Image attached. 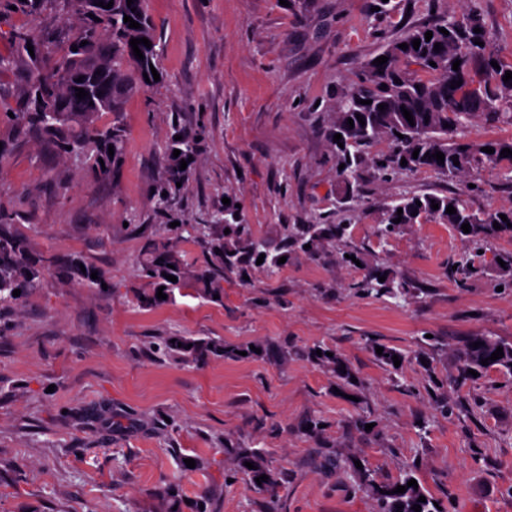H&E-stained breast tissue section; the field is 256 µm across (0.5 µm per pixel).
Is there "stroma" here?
Instances as JSON below:
<instances>
[{
    "label": "stroma",
    "instance_id": "35a3bbf8",
    "mask_svg": "<svg viewBox=\"0 0 512 512\" xmlns=\"http://www.w3.org/2000/svg\"><path fill=\"white\" fill-rule=\"evenodd\" d=\"M372 5L148 0L161 77L112 114L126 139L108 178L0 126V210L30 236L33 258L76 252L110 283L91 288L58 267L21 304L0 307V512H164L170 489L209 496L211 512H268V494L241 472L245 449L263 450L278 472L279 512H374L359 463L379 482L413 469L448 512H512V375L463 380L458 370L470 337L512 344V288L495 262L512 236L477 246L434 220L377 236L385 207L409 191H454L477 212L512 207V168L386 174L372 165L389 150L380 140L363 148L359 195L347 200L328 136L363 62L435 13L479 8L490 49L511 64L512 0H390L382 14ZM74 22L62 0H42L33 16L1 5L0 53L13 29ZM176 122L206 134L161 211L151 187ZM227 199L272 240L319 215L346 221L358 261L292 253L275 275L225 273L223 304L187 296L139 307L148 242L169 219L202 222ZM465 260L479 273L461 288L451 268ZM376 266L410 281L411 296L355 295L350 283ZM175 333L262 353L181 363L154 348ZM318 344L343 355L358 387L337 394L340 380L309 356ZM377 345L399 351L402 369L379 362ZM313 420L321 432H307ZM328 458L343 471L319 470Z\"/></svg>",
    "mask_w": 512,
    "mask_h": 512
}]
</instances>
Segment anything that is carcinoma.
<instances>
[{"instance_id":"1","label":"carcinoma","mask_w":512,"mask_h":512,"mask_svg":"<svg viewBox=\"0 0 512 512\" xmlns=\"http://www.w3.org/2000/svg\"><path fill=\"white\" fill-rule=\"evenodd\" d=\"M64 6L79 20L74 30L62 31L57 35L37 37L28 28L13 30L9 39L14 52L0 53V73L13 69L17 63H23L27 79L23 91V111L9 116L0 114V123L10 124L17 130L34 127L48 142L64 155H77L85 158L90 171L107 178L112 174V165L121 155L124 142V130L103 120V117L120 111L125 99L149 86L145 78H153L151 69H160V39L146 0H133L131 6L116 8L110 13L89 0H63ZM131 17L141 24V28L129 27L124 16ZM446 29L443 34L440 29ZM484 28L479 10L472 9L461 18L439 17L425 25L411 28L400 37L390 41L382 55L388 57L383 65L373 64V59L365 61L360 70L358 81L341 96L334 113L330 135L345 132L349 128L348 119H353L354 128L351 141L343 142L336 148V164H345L339 171L340 188L351 194L357 192L352 180L362 163L357 148L376 140L385 139L392 149L374 161L382 171H431L450 179L464 173L475 163L512 165V155L505 157L501 151L512 150V138L490 139L484 142L468 141L460 136L466 120L485 116L491 120H509L512 113V80L503 81L505 72L512 66L500 65L496 69L491 62L496 57L487 52L486 32H474ZM432 32V38L425 39L426 32ZM147 38L151 47L139 44L144 59L139 60L130 45L132 38ZM421 40L419 49L413 48V40ZM483 42L479 46L475 41ZM405 43L403 50L399 45ZM442 49L434 50L435 44ZM33 46L28 51L27 46ZM460 61L458 70L453 63ZM436 66H431L430 62ZM400 79L397 84L394 79ZM462 81L469 86L464 92L451 88V84ZM386 89H381V86ZM82 88L88 96L79 99L76 89ZM369 100L363 105L360 100ZM385 105V110L378 105ZM411 111L414 124H409L402 109ZM364 117L365 124L356 120V115ZM205 133L204 127L194 131L178 129L175 134L182 139H170L164 148L167 163L153 185L151 196L158 206L169 203L177 189V183L184 182L191 174V167L180 169V161L194 155L198 138ZM404 138H399V135ZM113 147L114 155H109L108 147ZM483 147H492L494 152L481 151ZM180 150L173 157L174 150ZM419 150L417 159H412L414 150ZM445 155L444 163L428 158L436 152ZM411 160V164L401 165V159ZM459 165H454V161ZM436 203L439 209L431 207ZM456 213H446L448 206ZM403 210L397 214V210ZM507 221H502L500 215ZM400 222H395V219ZM432 218L455 228L461 238L478 243L499 234L512 235V209L503 211L471 210L457 193L436 195L433 193L407 192L396 199L395 204L387 207L380 228V236L390 237L400 233L410 224H418ZM13 221L12 214L0 210V304H13L22 300L29 289L38 285L45 274L53 267H63L76 274L95 287L106 282L103 273L91 278L92 269L81 271L80 265L86 264L79 253L63 257L50 256L42 260L30 257L28 237L20 232L11 231L7 226ZM500 228H494V223ZM471 226V231L463 232L462 224ZM230 233H224L225 229ZM348 228L342 224H323L313 221L309 224H294L284 228L279 243L253 235L250 225L243 218L228 213L223 218L215 215L207 223L187 227L181 224L175 228L164 225L162 235L152 240L147 248V258L141 265V275L147 280L148 289L142 293L144 300L140 304L152 307L175 299L180 293L195 295L210 302L223 303L224 272H236L243 276L256 266L259 256H264L262 267L274 273L280 269L278 260L290 251H298L317 259L324 253L326 246L347 241ZM184 241H193L204 249V265L192 269L184 264L179 256L178 245ZM310 248H304V245ZM173 275L172 282L165 275ZM385 281H379V277ZM164 287L165 299H158L159 287ZM348 288L355 294L382 298L384 296L399 299L412 293L413 285L404 279L390 275L389 272L375 268L364 277L352 282ZM21 290L20 296L13 291ZM219 299H214V296ZM480 346L475 348L473 343ZM502 348L504 356L491 361L489 357L497 348ZM166 352L184 361L202 360L209 356L237 358L239 348L227 346L213 339H192L186 336L167 337L163 342ZM311 350L310 356L317 364L333 368L338 378L352 387L354 373L350 367L340 371L346 360L338 352L326 355ZM488 364H481L482 360ZM461 372L467 374L495 369L512 374V344L488 336H473L464 345L460 356ZM242 462L254 464V468H244L249 484L256 489L275 494L278 486L276 474L265 464L259 451H246ZM266 475L268 479L258 483L255 478ZM360 485L367 487L376 502V512H414L412 506H421V512H447L434 505V499L423 488L407 486L414 478L407 471L394 482L377 483L367 469L358 470ZM398 486L406 487L404 493H391ZM426 501L420 503L418 498ZM402 510H397V506Z\"/></svg>"}]
</instances>
